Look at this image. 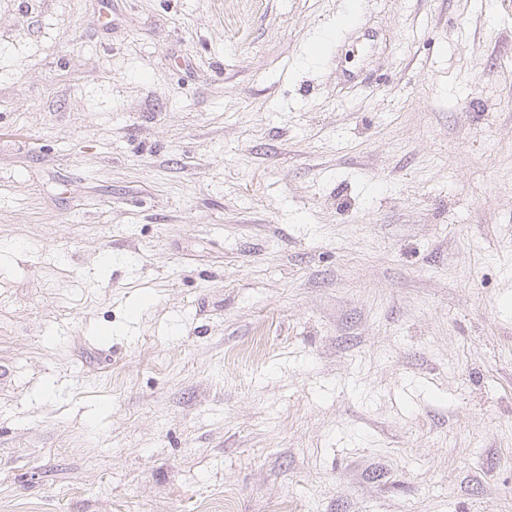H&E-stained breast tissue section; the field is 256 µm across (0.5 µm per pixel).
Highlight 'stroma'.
Instances as JSON below:
<instances>
[{"label":"stroma","instance_id":"obj_1","mask_svg":"<svg viewBox=\"0 0 512 512\" xmlns=\"http://www.w3.org/2000/svg\"><path fill=\"white\" fill-rule=\"evenodd\" d=\"M277 506L512 512V0H0V512Z\"/></svg>","mask_w":512,"mask_h":512}]
</instances>
